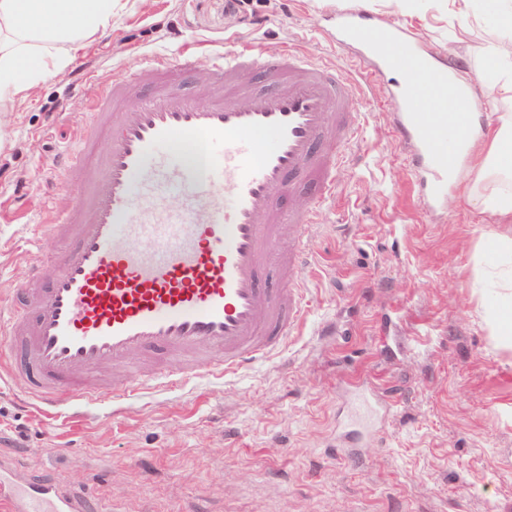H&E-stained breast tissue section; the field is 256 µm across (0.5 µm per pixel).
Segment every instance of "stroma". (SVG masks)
<instances>
[{
  "label": "stroma",
  "instance_id": "obj_1",
  "mask_svg": "<svg viewBox=\"0 0 512 512\" xmlns=\"http://www.w3.org/2000/svg\"><path fill=\"white\" fill-rule=\"evenodd\" d=\"M355 4L452 59L487 128L512 109L478 66L493 14L466 24L451 0H115L111 25L67 69L0 112V298L27 275L35 225L79 199L77 183L53 195L44 179L87 118L85 83L109 86L185 49L201 81L212 52L254 43L349 68L327 18ZM397 82L391 72L351 82L361 127L310 230L308 322L272 359L178 393L84 405L77 420L0 380V454L80 485L97 512H512V341L486 323L512 304V253L461 183L430 210L394 140ZM356 371L392 387L397 404L360 464L328 448L336 387Z\"/></svg>",
  "mask_w": 512,
  "mask_h": 512
}]
</instances>
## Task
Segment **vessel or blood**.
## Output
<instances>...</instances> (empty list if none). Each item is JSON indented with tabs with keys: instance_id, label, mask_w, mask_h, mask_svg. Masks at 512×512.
Wrapping results in <instances>:
<instances>
[{
	"instance_id": "obj_1",
	"label": "vessel or blood",
	"mask_w": 512,
	"mask_h": 512,
	"mask_svg": "<svg viewBox=\"0 0 512 512\" xmlns=\"http://www.w3.org/2000/svg\"><path fill=\"white\" fill-rule=\"evenodd\" d=\"M336 42L363 77L401 70L393 114L399 147L424 169L431 204L448 196L471 131V103L453 115L412 103L448 90L447 62L401 28L381 32L356 10L336 14ZM194 54L152 58L104 89L62 166L80 181L74 208L44 229L61 248L0 303L10 350L0 371L52 409L62 400H129L238 373L274 356L307 308V230L338 191L359 126L349 80L291 47L271 57L239 48L213 57L205 84ZM107 150H99V139ZM178 195L171 209L163 199ZM339 396L332 448L357 462L395 402L360 374ZM7 512H93L87 496L0 465Z\"/></svg>"
}]
</instances>
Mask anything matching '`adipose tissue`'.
<instances>
[{
	"instance_id": "1",
	"label": "adipose tissue",
	"mask_w": 512,
	"mask_h": 512,
	"mask_svg": "<svg viewBox=\"0 0 512 512\" xmlns=\"http://www.w3.org/2000/svg\"><path fill=\"white\" fill-rule=\"evenodd\" d=\"M114 0H0V110L31 97L48 75L62 71L76 53L112 21ZM502 30L484 51L483 66L512 102V0H491ZM466 157L472 181L469 204L512 224V114L489 135H472Z\"/></svg>"
}]
</instances>
